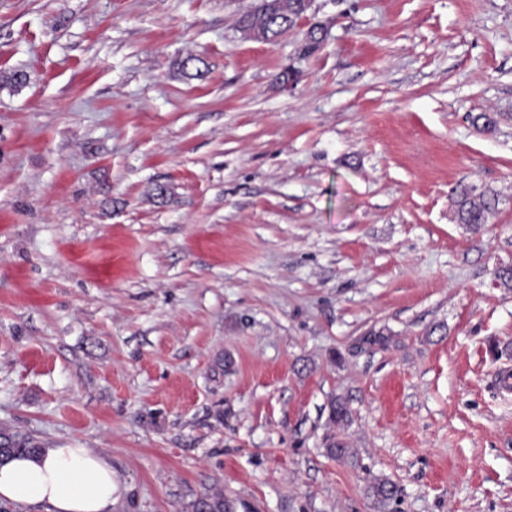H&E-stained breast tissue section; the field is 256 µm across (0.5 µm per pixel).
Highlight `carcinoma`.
<instances>
[{
	"label": "carcinoma",
	"mask_w": 512,
	"mask_h": 512,
	"mask_svg": "<svg viewBox=\"0 0 512 512\" xmlns=\"http://www.w3.org/2000/svg\"><path fill=\"white\" fill-rule=\"evenodd\" d=\"M314 0H256L252 8L238 21L239 30L248 37L279 38L296 28V20L308 15ZM327 38V30L319 23L302 31L301 52L310 55L317 51ZM451 203L454 218L459 224L478 226L488 222L498 203L497 195L475 185L460 184L453 190ZM350 419L347 403L335 398L329 406V421L338 426ZM40 451V445L26 434L10 427L0 428V462L16 455L34 456ZM368 491L382 508L397 500L399 489L392 481L375 477ZM235 504L224 498L221 490H212L199 497L192 505V512H235Z\"/></svg>",
	"instance_id": "obj_1"
}]
</instances>
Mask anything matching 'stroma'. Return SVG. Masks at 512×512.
Segmentation results:
<instances>
[{
    "mask_svg": "<svg viewBox=\"0 0 512 512\" xmlns=\"http://www.w3.org/2000/svg\"><path fill=\"white\" fill-rule=\"evenodd\" d=\"M254 2L0 0V426L112 512H512V0H314L309 56ZM451 203L454 218L459 224H487L498 203L497 195L489 189L460 184L453 190ZM368 491L381 508L388 507L398 497V486L387 478L374 477L369 485ZM235 504L224 498L221 490H212L199 497L192 505L193 512H234Z\"/></svg>",
    "mask_w": 512,
    "mask_h": 512,
    "instance_id": "1",
    "label": "stroma"
}]
</instances>
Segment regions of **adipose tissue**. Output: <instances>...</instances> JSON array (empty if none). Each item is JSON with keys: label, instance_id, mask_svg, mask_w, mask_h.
Masks as SVG:
<instances>
[{"label": "adipose tissue", "instance_id": "1", "mask_svg": "<svg viewBox=\"0 0 512 512\" xmlns=\"http://www.w3.org/2000/svg\"><path fill=\"white\" fill-rule=\"evenodd\" d=\"M116 484L105 456L90 448L48 444L35 456L0 464V502L46 512H112Z\"/></svg>", "mask_w": 512, "mask_h": 512}]
</instances>
